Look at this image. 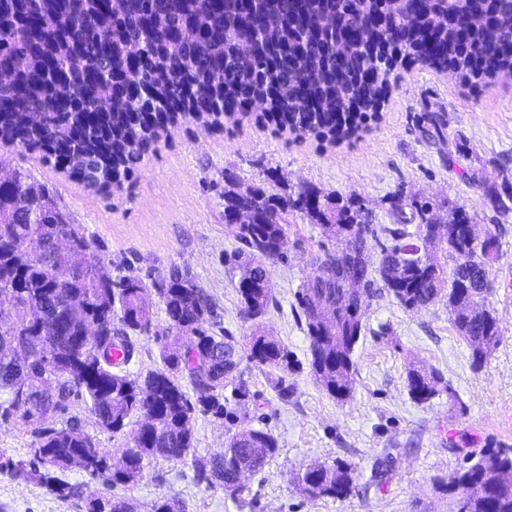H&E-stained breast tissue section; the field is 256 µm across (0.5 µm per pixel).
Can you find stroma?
I'll list each match as a JSON object with an SVG mask.
<instances>
[{
  "instance_id": "35a3bbf8",
  "label": "stroma",
  "mask_w": 512,
  "mask_h": 512,
  "mask_svg": "<svg viewBox=\"0 0 512 512\" xmlns=\"http://www.w3.org/2000/svg\"><path fill=\"white\" fill-rule=\"evenodd\" d=\"M17 170L45 186L72 223L100 247L113 275L159 280L179 271L211 296L221 327L235 340L269 334L287 345L294 385L281 402L269 375L251 363L242 379L259 405L258 426L277 438L279 453L262 472L246 477L233 499L218 487L198 485L191 462L159 459L143 479L115 488L137 512L170 499L179 512H451L448 487L463 468L494 448H512V214L497 213L486 192L512 186V81L475 91L445 71L418 62L397 67L378 117L339 143L277 130L257 115L219 126L176 117L157 149L139 163L122 190L96 192L45 163L40 151L0 144V175ZM241 188L259 186L284 195L302 189L326 198H357L375 227H396L395 201H452L463 207L477 234H497L500 252L487 267L500 331L496 350L481 368L438 303L407 310L387 294L374 297L354 351L350 398L339 402L309 372V339L295 293L315 267L320 248L342 251L343 236L327 237L302 214L288 218L286 261L272 267L278 304L242 321L236 280L226 264L243 251L224 222V178ZM439 372L448 391L419 403L407 390L410 365ZM456 400H449V393ZM95 436L108 462L125 451L128 433L98 429L84 401L58 414ZM195 453L220 454L227 425L208 414L193 420ZM32 436L18 418L0 420V463L30 460ZM340 461L352 468L355 491L344 499L309 497L298 474ZM387 461L382 480L374 473ZM69 495L51 494L37 480L0 470V512H82L87 475L63 472Z\"/></svg>"
}]
</instances>
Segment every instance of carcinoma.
Listing matches in <instances>:
<instances>
[{"label":"carcinoma","instance_id":"obj_1","mask_svg":"<svg viewBox=\"0 0 512 512\" xmlns=\"http://www.w3.org/2000/svg\"><path fill=\"white\" fill-rule=\"evenodd\" d=\"M374 9V0H258L251 10L264 19L261 32L250 23L234 26L235 34L208 38L187 45L168 44L169 33L192 17L203 28H224L235 21L233 8L213 0H140L135 9L127 0H0V63L8 64L14 81L0 86V101H17L36 113V125L23 129L17 113L0 112V141L26 150H40L46 161L64 169L76 181L97 190L103 185L119 187L142 157L153 149L162 126H145L135 118L139 112L158 107L152 97L134 100L127 90L123 70L125 43H140L137 79L163 85L165 95L176 97L185 85L199 94L196 119L217 125L224 117V96L247 99L264 91L265 81L278 84L270 105L273 114H288L287 130L316 137H344L365 118L353 111L360 86L353 73L343 92L336 93L339 58L354 60L384 75L367 96L371 105L381 101L390 72L384 58L352 44L336 45L335 38L319 29V20L341 13L352 27L359 26ZM471 0H428L423 10L399 27L400 0H387L384 26L368 33L373 44L383 38L404 36L411 47L430 57L437 70L453 68L471 87L499 80H512V25L481 32L469 31ZM307 46L300 62L275 61L273 49L282 42ZM87 52L88 67L99 74L107 88L111 110L103 122L86 126L84 113L95 109L84 83L71 70L73 47ZM309 70L312 81L306 97L332 106L326 112L298 100L291 71ZM224 206L244 204L264 209L263 224H243L236 236L249 249L247 256H234L239 270L237 291L240 316L255 320L276 304L270 285L271 266L285 258L276 250L286 236L288 215L299 212L321 226L327 235L349 234L345 251L323 252L317 266L333 269V277L322 280L314 273L296 294L299 315L309 339L310 375L333 399L343 402L352 393L355 371L354 349L361 339L363 318L373 297L383 290L405 309L428 307L438 302L448 306L450 321L480 366L500 340L491 306L493 292L483 287L487 263L499 256L497 235L490 232L481 244L466 239L467 224L461 207L451 206L448 223L422 220L431 203L411 202V219L419 220L416 232L404 228L388 230L390 243L380 241L368 216L352 198L333 199L311 208L312 192L295 195L266 194L260 188L241 190L235 180L224 179ZM24 196L29 205L16 209L11 200ZM38 235L44 241L35 258L22 250ZM71 236L87 252L81 269L70 266L56 251L54 240ZM381 249L378 268L369 271L366 252ZM153 287L164 307L166 325L156 330L160 366L146 374L127 370L137 356L133 336L153 326L152 304L147 298ZM0 325L14 331L0 333V417H18L33 427L31 470L42 484L64 496L68 484L52 475L65 471L78 459L90 478L83 496L86 512H134L125 498L109 493L117 486L137 484L152 461H192L197 482L219 487L238 497L244 485L240 471L260 472L278 453L277 439L265 428L250 425L248 408L254 396L237 379L247 361L281 373L288 370L287 346L276 336L253 334L239 342L213 330L216 308L211 296L194 278L179 272L146 284L125 275L112 278L99 246L79 224L69 220L54 197L19 170L0 180ZM60 310L71 323V335L63 339L44 336L48 316ZM87 321L99 329L96 347L86 356L77 350L79 332ZM25 355L31 386L23 410L15 409L10 397L18 362L7 355L11 345ZM236 382L231 398L224 397L228 382ZM189 383L197 394L192 403L183 390ZM411 398L425 402L438 394L441 376L434 370L411 368L407 372ZM90 405L100 429L113 434L135 421L137 444L127 448L120 470H109L96 439L70 425L57 427L56 414L65 411L73 398ZM224 417L237 429L219 455L198 457L194 451L193 415L196 410ZM354 475L335 463L308 468L298 478L300 490L311 497L345 498L354 489ZM460 495L455 512H512V449L488 455L481 463L463 469L456 477Z\"/></svg>","mask_w":512,"mask_h":512}]
</instances>
